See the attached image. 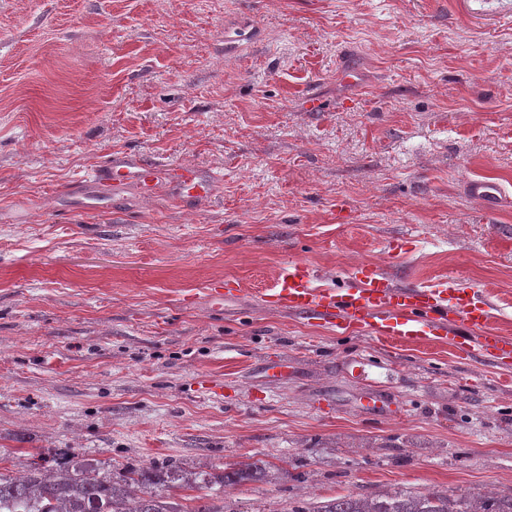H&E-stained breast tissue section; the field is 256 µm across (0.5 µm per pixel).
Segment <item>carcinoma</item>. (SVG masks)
<instances>
[{"label": "carcinoma", "instance_id": "carcinoma-1", "mask_svg": "<svg viewBox=\"0 0 512 512\" xmlns=\"http://www.w3.org/2000/svg\"><path fill=\"white\" fill-rule=\"evenodd\" d=\"M266 469L267 463L258 459L226 465L219 474H188L170 464L102 475L78 456L65 466L34 462L19 475L0 474V512H235L179 491L194 485L222 493ZM293 512H512V492L476 498L439 492L358 493Z\"/></svg>", "mask_w": 512, "mask_h": 512}]
</instances>
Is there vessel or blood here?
Instances as JSON below:
<instances>
[{
	"label": "vessel or blood",
	"instance_id": "vessel-or-blood-1",
	"mask_svg": "<svg viewBox=\"0 0 512 512\" xmlns=\"http://www.w3.org/2000/svg\"><path fill=\"white\" fill-rule=\"evenodd\" d=\"M217 180V174L201 173L191 165H157L119 152L88 170L81 183L115 191L133 184L146 197L163 184L189 206L208 197ZM465 190L488 209L507 200L503 187L487 180H468ZM265 301L337 330L365 327L374 337L393 341L445 337L469 357L481 356L496 364L512 359V337L489 328L490 305L475 302L470 291L451 277L424 287H397L380 271L363 264L345 287L329 288L321 286L316 269L289 260L280 266L276 286ZM368 398L387 418L405 414L403 406L378 386H371Z\"/></svg>",
	"mask_w": 512,
	"mask_h": 512
}]
</instances>
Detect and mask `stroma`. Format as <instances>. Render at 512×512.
I'll return each mask as SVG.
<instances>
[{
  "label": "stroma",
  "instance_id": "stroma-1",
  "mask_svg": "<svg viewBox=\"0 0 512 512\" xmlns=\"http://www.w3.org/2000/svg\"><path fill=\"white\" fill-rule=\"evenodd\" d=\"M112 152L224 180L189 210L133 187L84 209ZM471 177L512 194V0H0V471L265 460L234 512L512 492L511 366L262 300L287 260L334 288L367 263L455 277L512 336V206ZM354 358L403 419L362 406ZM464 187L468 195L481 202L487 209H495L508 200L503 187L491 181L469 179Z\"/></svg>",
  "mask_w": 512,
  "mask_h": 512
}]
</instances>
